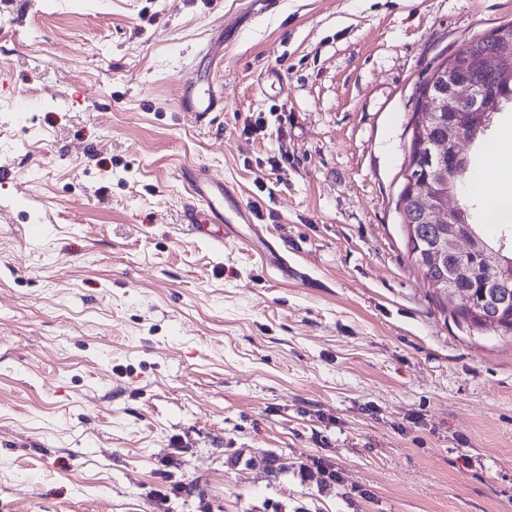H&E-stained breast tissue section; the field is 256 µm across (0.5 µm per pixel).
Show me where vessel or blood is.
<instances>
[{
	"mask_svg": "<svg viewBox=\"0 0 512 512\" xmlns=\"http://www.w3.org/2000/svg\"><path fill=\"white\" fill-rule=\"evenodd\" d=\"M181 107L203 115L222 110L224 103L211 88L190 82L182 87ZM181 177L195 201L187 211L188 228L195 240L220 248L229 233L237 231L239 225L251 223V212L238 201L233 186L216 177L209 166L183 167Z\"/></svg>",
	"mask_w": 512,
	"mask_h": 512,
	"instance_id": "obj_1",
	"label": "vessel or blood"
}]
</instances>
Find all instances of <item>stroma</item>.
I'll use <instances>...</instances> for the list:
<instances>
[{"instance_id":"obj_1","label":"stroma","mask_w":512,"mask_h":512,"mask_svg":"<svg viewBox=\"0 0 512 512\" xmlns=\"http://www.w3.org/2000/svg\"><path fill=\"white\" fill-rule=\"evenodd\" d=\"M247 7L0 0V512H512V335L400 208L420 84L512 0ZM190 164L255 246L191 238ZM181 107L185 112H198L204 115L207 112L221 111L224 103L223 98L216 94L210 85L204 88L196 82H190L182 86Z\"/></svg>"}]
</instances>
